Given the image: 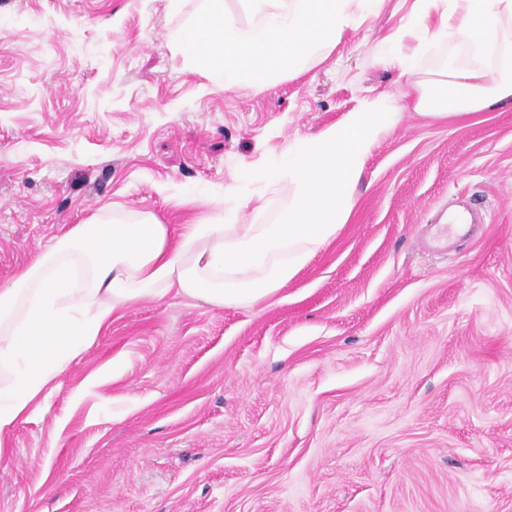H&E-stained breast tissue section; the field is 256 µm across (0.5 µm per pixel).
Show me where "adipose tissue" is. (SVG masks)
<instances>
[{"instance_id":"obj_1","label":"adipose tissue","mask_w":512,"mask_h":512,"mask_svg":"<svg viewBox=\"0 0 512 512\" xmlns=\"http://www.w3.org/2000/svg\"><path fill=\"white\" fill-rule=\"evenodd\" d=\"M436 33L491 63L421 80L418 51L399 53L401 73L416 77L401 99L363 100L272 164L240 166L227 195L287 185L273 223L243 222L221 200L209 222L189 220L176 234L152 215L96 212L0 286V459L16 424L131 304L173 290L210 306L254 305L285 287L350 222L367 160L401 111L466 121L512 101V0H445Z\"/></svg>"}]
</instances>
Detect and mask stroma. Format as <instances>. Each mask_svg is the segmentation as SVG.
I'll return each instance as SVG.
<instances>
[{
  "label": "stroma",
  "instance_id": "35a3bbf8",
  "mask_svg": "<svg viewBox=\"0 0 512 512\" xmlns=\"http://www.w3.org/2000/svg\"><path fill=\"white\" fill-rule=\"evenodd\" d=\"M415 2L227 93L169 46L200 0H0V284L99 210L206 217L239 164L399 96ZM478 118L402 113L270 299L113 318L11 432L0 512H512V103Z\"/></svg>",
  "mask_w": 512,
  "mask_h": 512
}]
</instances>
